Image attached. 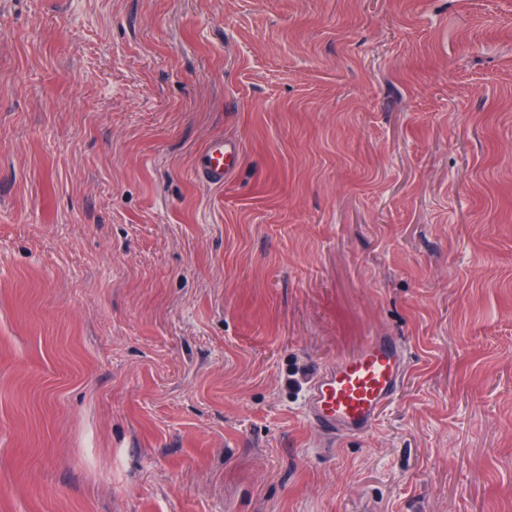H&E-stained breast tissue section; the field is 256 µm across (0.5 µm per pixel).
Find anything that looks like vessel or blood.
<instances>
[{
	"mask_svg": "<svg viewBox=\"0 0 512 512\" xmlns=\"http://www.w3.org/2000/svg\"><path fill=\"white\" fill-rule=\"evenodd\" d=\"M239 154L236 141L213 142L197 166L198 176L212 185L223 184ZM406 366L399 340L370 337L356 353L325 366L314 378L305 399L309 424L330 440L365 435L398 392Z\"/></svg>",
	"mask_w": 512,
	"mask_h": 512,
	"instance_id": "b4317fda",
	"label": "vessel or blood"
}]
</instances>
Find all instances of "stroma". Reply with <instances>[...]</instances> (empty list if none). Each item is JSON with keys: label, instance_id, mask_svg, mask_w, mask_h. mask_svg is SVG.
Masks as SVG:
<instances>
[{"label": "stroma", "instance_id": "stroma-1", "mask_svg": "<svg viewBox=\"0 0 512 512\" xmlns=\"http://www.w3.org/2000/svg\"><path fill=\"white\" fill-rule=\"evenodd\" d=\"M0 512H512V0H0ZM240 154V145L230 139L213 142L197 166L198 176L212 185H224L234 172V161ZM406 366L399 340L371 336L356 353L325 366L314 378L305 399L309 424L329 440L365 435L398 392Z\"/></svg>", "mask_w": 512, "mask_h": 512}]
</instances>
